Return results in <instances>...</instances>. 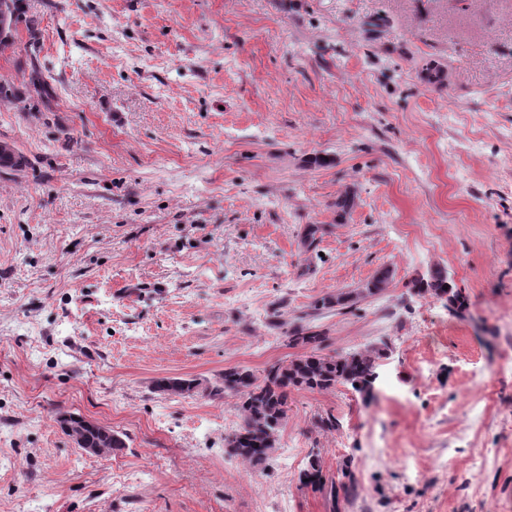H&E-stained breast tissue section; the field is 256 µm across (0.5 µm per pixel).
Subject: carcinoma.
I'll list each match as a JSON object with an SVG mask.
<instances>
[{"label":"carcinoma","instance_id":"carcinoma-1","mask_svg":"<svg viewBox=\"0 0 512 512\" xmlns=\"http://www.w3.org/2000/svg\"><path fill=\"white\" fill-rule=\"evenodd\" d=\"M25 23L29 39L25 47L29 59L27 80L19 87L11 79H0V104H22L27 112L51 109L52 88L43 72L39 55L42 47L36 21L23 19L22 0H0V54L13 48L14 36L20 23ZM29 165L28 159L16 147L0 151V169L21 171ZM325 227L307 224L303 230L306 247L314 249L320 242ZM389 268L380 270L367 286L359 291L329 293L312 303L315 311L344 309L355 305L362 295H375L384 290L392 279ZM410 288L419 294H428L448 302V308L464 307L465 298L447 272L433 269L412 279ZM291 347H301L304 353L288 362H276L257 376L252 370L233 366L224 369L220 384L212 389L215 394H229L238 399L236 410L239 422L233 433L224 438L225 452L250 466L267 467L279 443V433L288 418V394L300 390L328 391L339 385L369 395L379 377L378 368L383 350L368 346L333 355L322 353L326 336L320 331L294 323L284 331ZM200 383L194 379L161 378L157 391L171 396L192 395ZM62 431L78 448L95 454L110 456L126 447L125 441L112 429L87 422L82 416L69 414L57 419Z\"/></svg>","mask_w":512,"mask_h":512}]
</instances>
